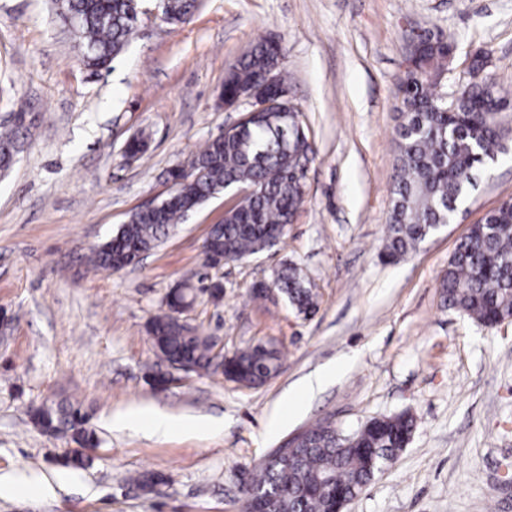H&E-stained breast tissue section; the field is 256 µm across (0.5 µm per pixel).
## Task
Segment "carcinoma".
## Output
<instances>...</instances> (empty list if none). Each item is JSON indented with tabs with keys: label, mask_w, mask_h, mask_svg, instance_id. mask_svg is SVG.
Returning a JSON list of instances; mask_svg holds the SVG:
<instances>
[{
	"label": "carcinoma",
	"mask_w": 512,
	"mask_h": 512,
	"mask_svg": "<svg viewBox=\"0 0 512 512\" xmlns=\"http://www.w3.org/2000/svg\"><path fill=\"white\" fill-rule=\"evenodd\" d=\"M59 18L77 43L80 60L96 73L123 53L139 31L143 0H66ZM198 0H161V19L168 24L191 21ZM275 43L262 38L239 59L224 81L235 91L271 69L279 71ZM448 93V48L437 41L421 57L418 70L407 72L397 86L400 123L394 139L396 166L391 189L392 208L386 224L384 253L391 259L412 254L434 224H446L462 200L469 180L485 163L505 152L506 128L497 120L512 111V97L493 90L495 105L483 108L486 97L479 84L461 91L457 111L447 112L442 102ZM25 124L0 130V173L13 166V155L25 136ZM315 149L299 120L283 121L279 112H263L223 139L207 141L169 177L181 204L161 201L152 209L132 211L110 241L94 252L96 267L112 269L117 255L131 265L157 247L174 226L224 191L252 186L255 195L227 210L224 221L211 232L215 247L228 261H239L274 247L282 240L291 211L304 195L305 174L298 160H313ZM197 282H203L198 277ZM195 282V283H197ZM195 283L188 278L164 298L168 311L150 320L148 334L158 358L167 363L187 362L193 371H209V337L181 319ZM273 285L306 316L317 302L300 268L286 263ZM444 304L486 327L512 319V204L489 212L484 225L457 245L441 282ZM281 352L271 342L259 343L224 357V376L257 387L278 373ZM32 420L42 431L68 432L82 447L97 443L87 427L88 416L72 404L40 406ZM415 417L408 411L371 419L351 433L359 447H341L336 429L319 422L303 430L304 440L292 449L293 462L258 464L250 484L263 498L261 512H334L336 497L353 499L365 491L386 461L410 443Z\"/></svg>",
	"instance_id": "obj_1"
}]
</instances>
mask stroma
I'll list each match as a JSON object with an SVG mask.
<instances>
[{
	"label": "stroma",
	"instance_id": "1",
	"mask_svg": "<svg viewBox=\"0 0 512 512\" xmlns=\"http://www.w3.org/2000/svg\"><path fill=\"white\" fill-rule=\"evenodd\" d=\"M441 32L512 92V0H199L192 21H153L102 76L80 65L51 0H0V125L27 115V137L0 178V512H238V478L289 435L328 421L344 434L408 411L409 445L347 512H512V321L485 327L446 308L440 282L472 224L512 200V150L476 178L464 209L409 257H383L399 123L406 22ZM282 47L288 97L316 157L286 237L271 251L203 270L210 225L235 202L217 195L134 267H93V250L128 215L169 195L168 176L235 125L224 78L258 39ZM144 137L140 159L123 152ZM286 262L317 297L314 315L281 294L254 297ZM220 281L183 318L224 354L258 342L283 368L248 388L158 368L146 332L184 276ZM336 377L300 398L302 381ZM80 403L99 444L89 468L63 463L71 442L44 434L30 408ZM143 406L211 417L204 433H155L114 418ZM154 476V487L139 477Z\"/></svg>",
	"mask_w": 512,
	"mask_h": 512
}]
</instances>
